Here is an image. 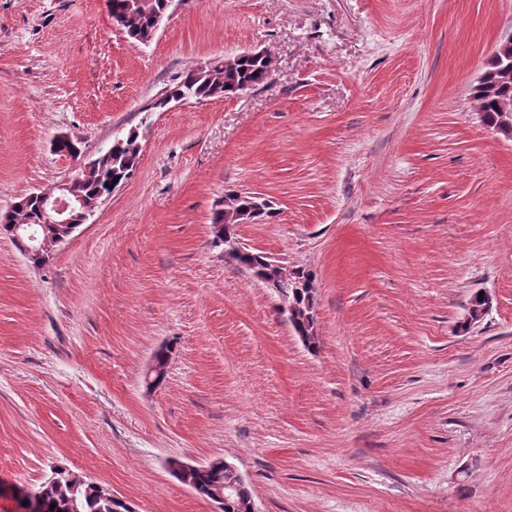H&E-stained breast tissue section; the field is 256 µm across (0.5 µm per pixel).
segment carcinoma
Wrapping results in <instances>:
<instances>
[{"mask_svg":"<svg viewBox=\"0 0 512 512\" xmlns=\"http://www.w3.org/2000/svg\"><path fill=\"white\" fill-rule=\"evenodd\" d=\"M112 19L122 27L127 36L139 43L152 39L154 17L165 12L166 0H107ZM507 59L501 52L493 53L486 61L484 72L491 84L489 93L475 98L478 108L485 112V124L494 128L499 125L502 113L500 102H512V76L503 74ZM273 72L269 58L254 59L243 57L234 66L224 67L216 60L204 70H190L177 78L165 91L153 108L167 106L170 99L206 100L231 97L265 83ZM141 156L139 134L131 131L125 136H117L112 141L110 152L98 160L74 183V190L89 204L100 201L110 192L112 182H124L131 178ZM23 224L31 232L43 230L44 215L42 202L35 195L25 194L13 203L10 211L0 214V233L12 235V228ZM261 253L248 252L239 256L237 263L259 279L263 274ZM312 273L294 268L288 272L284 294L287 303L293 305L288 323L305 346H316L315 305ZM192 491L202 499L211 501L215 492L224 489L226 498L222 512H248L252 500L247 483L240 482L231 470L225 467L202 466L189 474ZM42 503V512H129L126 504L118 499H104L100 495L99 484L84 481L75 484L70 479V471L57 468V479L51 483L42 481L32 486ZM55 509H50V505Z\"/></svg>","mask_w":512,"mask_h":512,"instance_id":"carcinoma-1","label":"carcinoma"}]
</instances>
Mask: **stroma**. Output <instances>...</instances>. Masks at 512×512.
I'll return each mask as SVG.
<instances>
[{
    "label": "stroma",
    "mask_w": 512,
    "mask_h": 512,
    "mask_svg": "<svg viewBox=\"0 0 512 512\" xmlns=\"http://www.w3.org/2000/svg\"><path fill=\"white\" fill-rule=\"evenodd\" d=\"M154 39L106 0H0V210L138 132L134 176L33 265L0 235V512L59 465L131 512H215L167 459L215 458L257 512H512V141L471 89L512 0H174ZM250 49L234 98L154 108ZM314 276L317 346L214 245ZM492 308L464 330L471 296ZM171 346L147 390L154 353ZM234 60L224 56V63L216 60L204 70H190L175 78V82L154 104V108H164L171 98L206 100L231 97L242 94L265 83L273 72L269 58L254 59L242 57L233 67ZM255 197V201H254ZM261 196L255 194V196L249 195L248 193H236L231 194L228 197L231 205L236 208H248L252 206L254 201L255 208L252 210H239V211H227L225 214V219L227 223L233 224H250L254 223L255 220L253 218L254 214L261 210L265 205V200H261ZM233 224H225L224 223V211L221 209H217L213 212L211 218V228L216 227L220 229L219 234L223 236L222 243L224 242V254L232 259V257H236L239 254V258L236 260L237 263L251 272V274L258 280H260L263 274V260L266 258L261 253L248 252L244 253L245 249L238 245L232 238L224 239V235H230L233 231ZM244 253V254H243Z\"/></svg>",
    "instance_id": "obj_1"
}]
</instances>
